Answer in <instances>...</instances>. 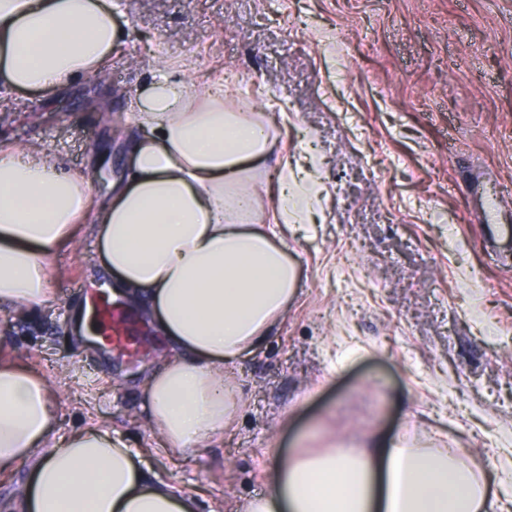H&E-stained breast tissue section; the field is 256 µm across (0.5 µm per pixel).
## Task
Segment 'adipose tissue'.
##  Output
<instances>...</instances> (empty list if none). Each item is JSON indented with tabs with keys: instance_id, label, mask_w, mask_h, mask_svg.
<instances>
[{
	"instance_id": "adipose-tissue-1",
	"label": "adipose tissue",
	"mask_w": 512,
	"mask_h": 512,
	"mask_svg": "<svg viewBox=\"0 0 512 512\" xmlns=\"http://www.w3.org/2000/svg\"><path fill=\"white\" fill-rule=\"evenodd\" d=\"M123 0H0V110L6 93L48 91L104 71L120 52ZM188 62L158 64L131 97L129 175L96 202L57 157L0 148V303L49 304L53 258L94 224L112 298L136 305L169 350L144 383L161 445L203 450L237 406L224 367L253 353L287 311L298 272L281 227L321 201L317 156L255 166L276 137L262 114L197 91ZM279 223L263 221V200ZM56 390L0 355V472L28 463L19 512H195L191 494L150 478L140 454L97 425L55 439ZM266 492L241 512H512V462L475 466L461 448L375 433L360 444L272 455Z\"/></svg>"
}]
</instances>
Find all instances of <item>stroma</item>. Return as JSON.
Masks as SVG:
<instances>
[{
  "instance_id": "1",
  "label": "stroma",
  "mask_w": 512,
  "mask_h": 512,
  "mask_svg": "<svg viewBox=\"0 0 512 512\" xmlns=\"http://www.w3.org/2000/svg\"><path fill=\"white\" fill-rule=\"evenodd\" d=\"M108 85L89 75L14 91L0 146H33L86 175L99 200L126 173L130 96L197 41V88L265 113L273 161L313 143L320 224L285 228L298 264L287 314L226 366L239 405L201 453L172 455L148 426L144 378L168 348L130 358L82 346L72 317L110 279L85 229L58 254L47 306L0 305V352L57 386L58 436L99 423L152 475L236 512L265 491L273 449L405 430L475 459L512 448V251L488 253L464 180L512 185V0H128ZM100 95L101 109L85 99Z\"/></svg>"
}]
</instances>
